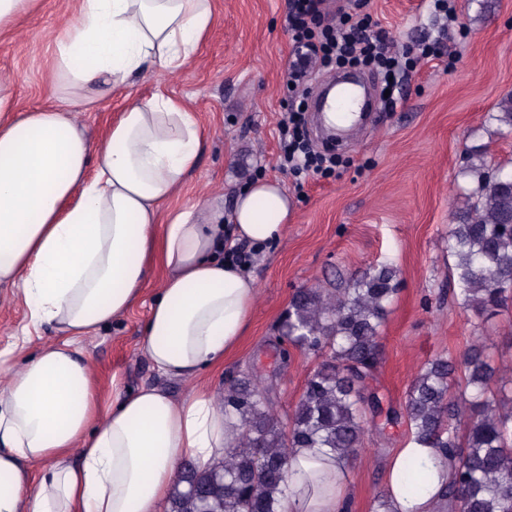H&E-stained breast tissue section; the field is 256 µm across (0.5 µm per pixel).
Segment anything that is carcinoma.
I'll list each match as a JSON object with an SVG mask.
<instances>
[{"label":"carcinoma","instance_id":"cac0c4a2","mask_svg":"<svg viewBox=\"0 0 512 512\" xmlns=\"http://www.w3.org/2000/svg\"><path fill=\"white\" fill-rule=\"evenodd\" d=\"M477 185L448 229L450 278L458 304L484 319L512 303V176L473 168ZM398 270L379 263L336 288H301L275 327L285 354L318 360L286 424L252 374L224 384V415L242 437L207 471L182 465L169 512H282L288 449L325 448L349 461L365 450L369 430L406 426L417 445L456 460L439 512H512V381L473 342L455 357L428 360L400 408H385L373 383L380 333L397 294Z\"/></svg>","mask_w":512,"mask_h":512}]
</instances>
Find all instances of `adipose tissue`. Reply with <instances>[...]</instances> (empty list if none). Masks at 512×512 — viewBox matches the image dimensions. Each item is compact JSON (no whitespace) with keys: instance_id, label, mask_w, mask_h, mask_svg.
<instances>
[{"instance_id":"adipose-tissue-1","label":"adipose tissue","mask_w":512,"mask_h":512,"mask_svg":"<svg viewBox=\"0 0 512 512\" xmlns=\"http://www.w3.org/2000/svg\"><path fill=\"white\" fill-rule=\"evenodd\" d=\"M77 13L56 41L55 105L16 110L15 82L0 76V286L28 308V330L59 333L20 362L0 351V512H163L181 463L209 469L240 434L206 374L240 343L258 288L224 247L276 243L294 204L259 179L206 224L177 205L203 148L181 101L128 100L96 143L72 118L146 68L184 66L213 0H77ZM157 267L140 348L161 376L196 386L175 399L116 379L99 409L79 340L126 313ZM288 467L283 512H348L346 461L293 448ZM454 470L440 449L404 440L386 465L393 512H434Z\"/></svg>"}]
</instances>
